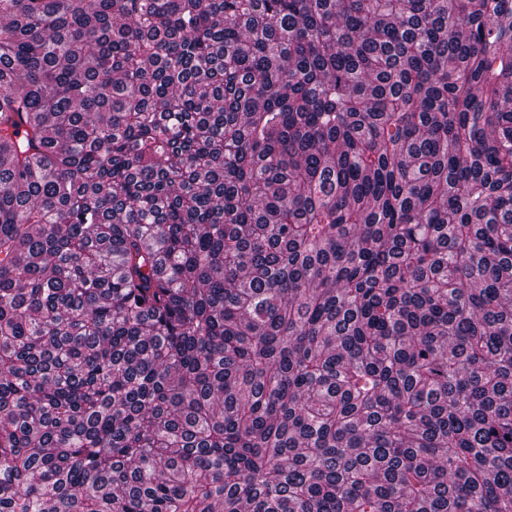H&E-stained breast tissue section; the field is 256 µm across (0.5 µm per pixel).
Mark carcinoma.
I'll return each mask as SVG.
<instances>
[{"label": "carcinoma", "mask_w": 512, "mask_h": 512, "mask_svg": "<svg viewBox=\"0 0 512 512\" xmlns=\"http://www.w3.org/2000/svg\"><path fill=\"white\" fill-rule=\"evenodd\" d=\"M0 512H512V0H0Z\"/></svg>", "instance_id": "obj_1"}]
</instances>
